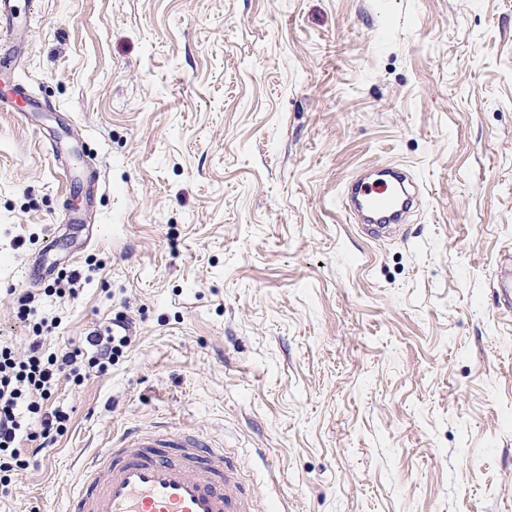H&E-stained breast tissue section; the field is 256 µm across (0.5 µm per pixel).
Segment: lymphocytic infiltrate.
<instances>
[{
    "instance_id": "obj_1",
    "label": "lymphocytic infiltrate",
    "mask_w": 512,
    "mask_h": 512,
    "mask_svg": "<svg viewBox=\"0 0 512 512\" xmlns=\"http://www.w3.org/2000/svg\"><path fill=\"white\" fill-rule=\"evenodd\" d=\"M34 297L16 299L17 315L31 321L32 334L24 355L0 345V493H8L15 471L35 464L34 455L20 451L22 440L47 447L70 427L71 416L49 403L59 385L83 384L91 374H107L130 343V325L123 318L110 320L104 331L87 336L86 348L45 349V333L52 326L34 320Z\"/></svg>"
}]
</instances>
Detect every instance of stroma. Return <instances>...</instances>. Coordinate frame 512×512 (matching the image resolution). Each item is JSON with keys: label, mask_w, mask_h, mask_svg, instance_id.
Returning a JSON list of instances; mask_svg holds the SVG:
<instances>
[{"label": "stroma", "mask_w": 512, "mask_h": 512, "mask_svg": "<svg viewBox=\"0 0 512 512\" xmlns=\"http://www.w3.org/2000/svg\"><path fill=\"white\" fill-rule=\"evenodd\" d=\"M0 111V343L126 318L0 512H63L113 433L234 449L269 512H512V0H29ZM57 151H49V143ZM406 169L377 240L347 182ZM51 252H44L46 240ZM76 295H45L59 271ZM18 100L25 101L30 107H34L38 105V101L28 94L24 86L20 83H13L6 90L0 93V107L7 108L8 106L11 110H17L21 112L22 116L26 115V111L19 110L14 107V102Z\"/></svg>", "instance_id": "obj_1"}]
</instances>
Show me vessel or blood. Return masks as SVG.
<instances>
[{
	"instance_id": "b4317fda",
	"label": "vessel or blood",
	"mask_w": 512,
	"mask_h": 512,
	"mask_svg": "<svg viewBox=\"0 0 512 512\" xmlns=\"http://www.w3.org/2000/svg\"><path fill=\"white\" fill-rule=\"evenodd\" d=\"M29 24L17 0H0V28L13 46ZM410 205L386 184L362 179L352 180L343 196L345 212L372 224L377 236L395 230ZM243 473L241 461L203 433L131 428L84 461L66 512H266Z\"/></svg>"
}]
</instances>
